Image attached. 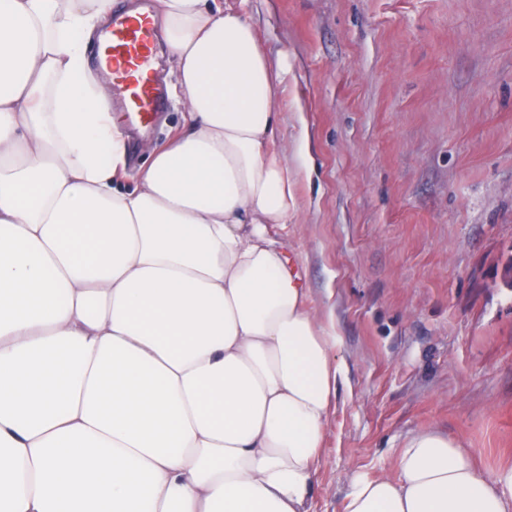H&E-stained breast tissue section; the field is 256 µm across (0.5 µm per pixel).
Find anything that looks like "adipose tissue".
Listing matches in <instances>:
<instances>
[{
  "label": "adipose tissue",
  "mask_w": 512,
  "mask_h": 512,
  "mask_svg": "<svg viewBox=\"0 0 512 512\" xmlns=\"http://www.w3.org/2000/svg\"><path fill=\"white\" fill-rule=\"evenodd\" d=\"M189 131L118 189L86 41L112 0H0V512H311L335 336L270 226L297 214L242 9L159 0ZM345 512H512L435 431Z\"/></svg>",
  "instance_id": "ef3b65f1"
}]
</instances>
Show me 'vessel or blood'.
Wrapping results in <instances>:
<instances>
[{"label": "vessel or blood", "mask_w": 512, "mask_h": 512, "mask_svg": "<svg viewBox=\"0 0 512 512\" xmlns=\"http://www.w3.org/2000/svg\"><path fill=\"white\" fill-rule=\"evenodd\" d=\"M157 29L147 15L113 16L108 29L105 55L114 80L122 83L134 119L143 128H150L168 105L166 88L149 69Z\"/></svg>", "instance_id": "vessel-or-blood-1"}]
</instances>
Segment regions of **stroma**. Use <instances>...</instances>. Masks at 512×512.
<instances>
[{"instance_id":"35a3bbf8","label":"stroma","mask_w":512,"mask_h":512,"mask_svg":"<svg viewBox=\"0 0 512 512\" xmlns=\"http://www.w3.org/2000/svg\"><path fill=\"white\" fill-rule=\"evenodd\" d=\"M278 67L298 258L343 377L310 488L344 512L355 476L392 474L407 436L512 466V0H248ZM131 133L124 186L184 133Z\"/></svg>"}]
</instances>
